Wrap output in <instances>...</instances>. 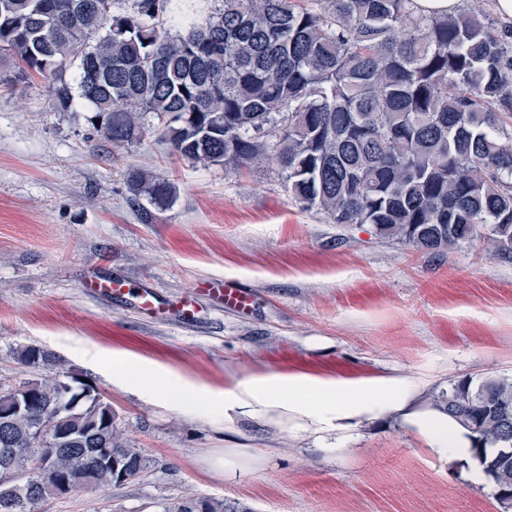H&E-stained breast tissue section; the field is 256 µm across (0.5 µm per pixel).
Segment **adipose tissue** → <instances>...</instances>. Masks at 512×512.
<instances>
[{
	"label": "adipose tissue",
	"instance_id": "obj_1",
	"mask_svg": "<svg viewBox=\"0 0 512 512\" xmlns=\"http://www.w3.org/2000/svg\"><path fill=\"white\" fill-rule=\"evenodd\" d=\"M112 382L146 389L180 411L191 406L222 409L228 425L239 416L274 425L292 420L303 432L323 439L342 436L353 425L390 412L414 426L429 447L466 456L472 446L468 431L446 413L413 408L409 390L396 377L353 380L271 372L239 380L233 389L219 393L172 369L149 366L136 354L122 353L112 357Z\"/></svg>",
	"mask_w": 512,
	"mask_h": 512
}]
</instances>
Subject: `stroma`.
Returning a JSON list of instances; mask_svg holds the SVG:
<instances>
[{
	"label": "stroma",
	"mask_w": 512,
	"mask_h": 512,
	"mask_svg": "<svg viewBox=\"0 0 512 512\" xmlns=\"http://www.w3.org/2000/svg\"><path fill=\"white\" fill-rule=\"evenodd\" d=\"M54 80L0 54V386L26 379L16 348L53 351L111 402L149 460L135 482L81 490L36 512H161L195 496L238 512H502L471 458L429 448L394 414L324 441L292 424L179 412L112 382L131 352L221 391L252 374L396 376L417 404L454 380H512V260L482 240L429 252L336 224L289 195L276 162L218 167L174 155L150 131L115 147L83 102L56 107ZM177 187L163 211L132 201L126 173ZM125 280L190 323L104 298L89 280ZM250 289L242 315L204 293ZM224 452V470L204 454Z\"/></svg>",
	"instance_id": "1"
}]
</instances>
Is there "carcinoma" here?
<instances>
[{
	"instance_id": "cac0c4a2",
	"label": "carcinoma",
	"mask_w": 512,
	"mask_h": 512,
	"mask_svg": "<svg viewBox=\"0 0 512 512\" xmlns=\"http://www.w3.org/2000/svg\"><path fill=\"white\" fill-rule=\"evenodd\" d=\"M0 0V50L54 76L66 112L90 105L102 136L139 141L147 118L175 153L205 166L273 159L288 193L336 224L428 251L477 236L512 259V32L476 8L427 15L415 0H218L203 23L172 0ZM174 18L169 32L162 17ZM79 62L76 86L63 74ZM134 201L169 208L176 186L127 172ZM36 374L0 388V512L136 480L147 468L111 403L38 345L15 354ZM512 381H454L433 395L453 420L477 421L476 458L512 441ZM51 427L35 431V423ZM24 478L22 485L12 477ZM162 512H237L186 497Z\"/></svg>"
}]
</instances>
